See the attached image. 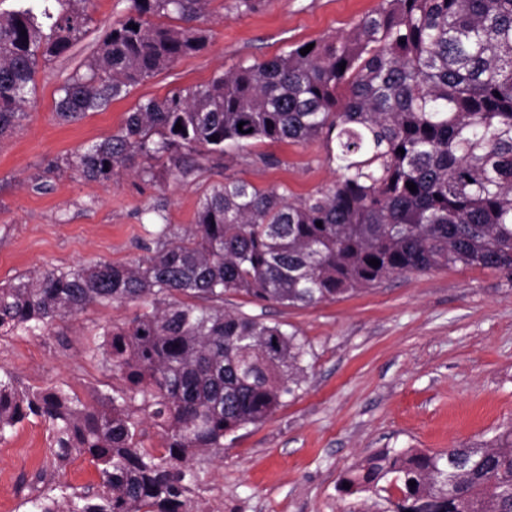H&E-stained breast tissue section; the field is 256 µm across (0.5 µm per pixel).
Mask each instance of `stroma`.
Masks as SVG:
<instances>
[{
	"label": "stroma",
	"mask_w": 512,
	"mask_h": 512,
	"mask_svg": "<svg viewBox=\"0 0 512 512\" xmlns=\"http://www.w3.org/2000/svg\"><path fill=\"white\" fill-rule=\"evenodd\" d=\"M234 3L210 0L201 21L212 34L205 49L63 124L55 116L60 86L129 8V0H90L86 34L39 64L26 117L0 136L1 284L36 269L137 261L152 242L155 214L188 229L202 195L228 178L284 186L296 196L331 185L334 167L318 142H258L218 159L198 156L184 180L158 166L149 175L133 168L88 182L75 168L77 154L117 133L139 102L347 32L379 0H257L247 13ZM265 155L273 164L262 163ZM224 307L299 331L308 370L267 420L239 430L221 453L195 454L193 512H395L393 502L342 492L341 476L379 448L491 447L500 427L512 423V279L500 271L456 265L396 274L309 307L230 293ZM139 308L95 306L29 335L1 337L0 368L23 388L62 386L91 400L116 380L90 347ZM51 443L48 424L33 416L0 440V512H28L29 499L52 485L96 491L99 473L89 456L58 464Z\"/></svg>",
	"instance_id": "obj_1"
}]
</instances>
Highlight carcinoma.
I'll use <instances>...</instances> for the list:
<instances>
[{"label": "carcinoma", "instance_id": "obj_1", "mask_svg": "<svg viewBox=\"0 0 512 512\" xmlns=\"http://www.w3.org/2000/svg\"><path fill=\"white\" fill-rule=\"evenodd\" d=\"M88 2L16 0L0 12V136L25 115L38 58L86 33ZM129 2L85 71L59 88V122L127 96L211 39L199 24L209 0ZM312 44L140 102L76 156L90 182L137 158L145 173L169 163L184 178L194 165L183 150L318 141L337 179L304 198L228 179L200 198L194 227L161 223L143 260L35 270L0 286V336L96 305L143 304L91 350L123 381L92 404L61 387L22 392L0 374V439L41 417L55 459L87 455L99 472L93 495L74 491L62 509L39 496L34 512H192L189 457L268 419L306 371V341L225 310L228 293L307 307L448 265L512 276V0H381L348 33ZM147 419L163 432L160 450L145 445ZM496 441L380 448L340 482L348 494L399 490L398 512H512V424Z\"/></svg>", "mask_w": 512, "mask_h": 512}]
</instances>
